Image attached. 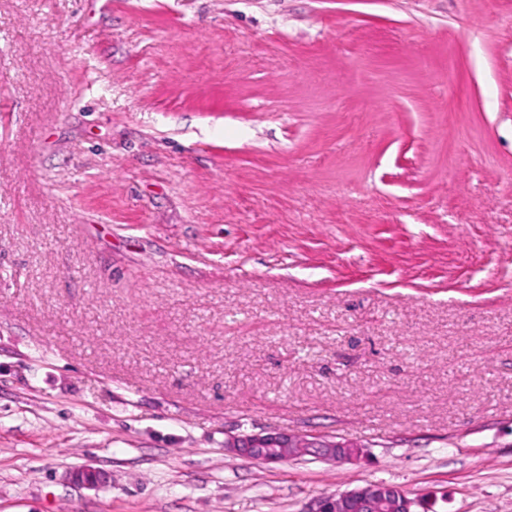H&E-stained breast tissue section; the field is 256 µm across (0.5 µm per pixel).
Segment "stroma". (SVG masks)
<instances>
[{"label": "stroma", "instance_id": "1", "mask_svg": "<svg viewBox=\"0 0 512 512\" xmlns=\"http://www.w3.org/2000/svg\"><path fill=\"white\" fill-rule=\"evenodd\" d=\"M380 481L512 512V0H0V512ZM225 450L245 459L280 463L303 456L353 463L364 458L365 446L358 441L307 437L285 431H264L246 436L230 437Z\"/></svg>", "mask_w": 512, "mask_h": 512}]
</instances>
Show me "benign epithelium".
<instances>
[{"label": "benign epithelium", "mask_w": 512, "mask_h": 512, "mask_svg": "<svg viewBox=\"0 0 512 512\" xmlns=\"http://www.w3.org/2000/svg\"><path fill=\"white\" fill-rule=\"evenodd\" d=\"M226 450L245 459L265 463H280L303 456L353 463L365 456L364 445L347 439H327L291 434L285 431H264L246 436H234L225 444ZM381 486L368 484L336 494L316 498L306 512H415L418 500L407 497L379 495Z\"/></svg>", "instance_id": "7a95c632"}]
</instances>
